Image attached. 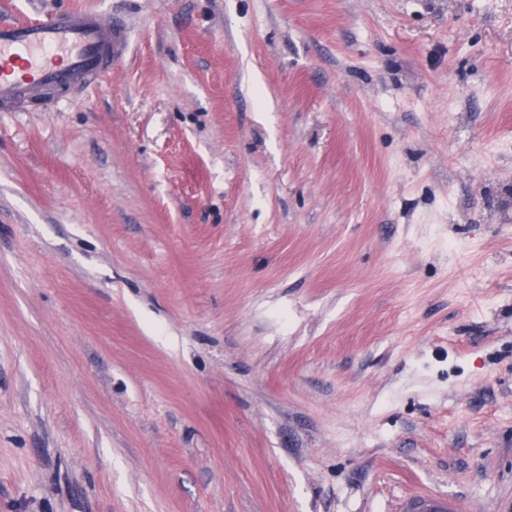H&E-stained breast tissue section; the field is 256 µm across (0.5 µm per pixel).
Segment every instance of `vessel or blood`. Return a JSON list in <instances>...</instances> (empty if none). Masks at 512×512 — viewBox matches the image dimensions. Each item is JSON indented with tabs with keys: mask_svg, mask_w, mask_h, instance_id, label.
<instances>
[{
	"mask_svg": "<svg viewBox=\"0 0 512 512\" xmlns=\"http://www.w3.org/2000/svg\"><path fill=\"white\" fill-rule=\"evenodd\" d=\"M122 30L103 14L71 10L44 20L0 24V112L30 100L58 102L57 91L101 82L123 50ZM447 499L427 496L405 512H453Z\"/></svg>",
	"mask_w": 512,
	"mask_h": 512,
	"instance_id": "b4317fda",
	"label": "vessel or blood"
}]
</instances>
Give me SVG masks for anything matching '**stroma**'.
<instances>
[{"mask_svg":"<svg viewBox=\"0 0 512 512\" xmlns=\"http://www.w3.org/2000/svg\"><path fill=\"white\" fill-rule=\"evenodd\" d=\"M124 54L0 112V512H512V0H0ZM454 505L445 498L427 496L408 502L405 512H454Z\"/></svg>","mask_w":512,"mask_h":512,"instance_id":"stroma-1","label":"stroma"}]
</instances>
